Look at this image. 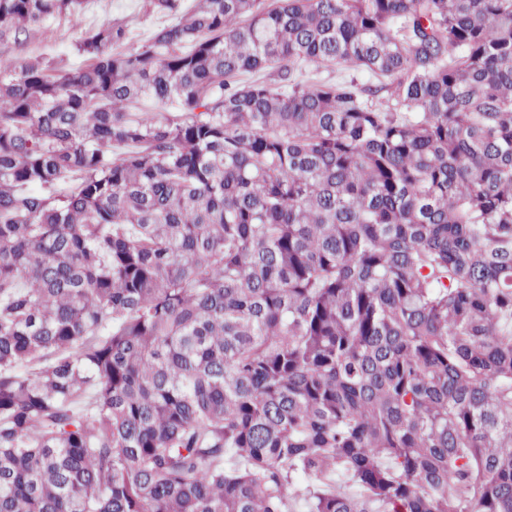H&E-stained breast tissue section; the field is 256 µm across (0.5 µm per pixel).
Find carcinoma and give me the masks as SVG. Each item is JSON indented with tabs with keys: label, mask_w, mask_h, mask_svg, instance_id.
Returning a JSON list of instances; mask_svg holds the SVG:
<instances>
[{
	"label": "carcinoma",
	"mask_w": 512,
	"mask_h": 512,
	"mask_svg": "<svg viewBox=\"0 0 512 512\" xmlns=\"http://www.w3.org/2000/svg\"><path fill=\"white\" fill-rule=\"evenodd\" d=\"M192 3L0 58V512H512V0ZM351 78L356 79L357 83L360 85H379L378 80L371 74L346 63L320 68L318 70L312 66L306 67V70L303 69V75L301 77L307 84L335 83L337 81L350 80Z\"/></svg>",
	"instance_id": "cac0c4a2"
}]
</instances>
